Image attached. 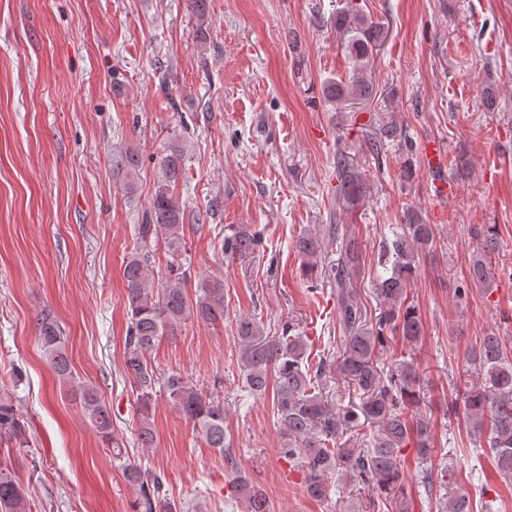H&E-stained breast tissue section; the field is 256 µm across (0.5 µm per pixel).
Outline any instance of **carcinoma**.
Here are the masks:
<instances>
[{"label":"carcinoma","mask_w":512,"mask_h":512,"mask_svg":"<svg viewBox=\"0 0 512 512\" xmlns=\"http://www.w3.org/2000/svg\"><path fill=\"white\" fill-rule=\"evenodd\" d=\"M336 30L348 36L346 48L357 63V74L347 82L329 81L322 95L330 103L347 99L369 102L375 87L362 74V67L372 59L381 44V27L358 8L336 13ZM413 151L399 124L390 119L379 124L370 138L368 152L379 158L387 144ZM183 149L173 142L161 160L162 179L151 197L142 223L135 225L137 246L129 253L123 268L126 285L128 336L124 356V374L133 383L140 405L135 433L144 447L154 441L151 402L161 384L177 411L201 434L207 445L232 459L230 442L224 429V404L202 396L183 377L170 375L159 382L147 353L174 330L182 320L194 316L206 323L224 322V280L203 281L200 294L189 300L184 278L174 276L154 287V256L147 249L152 240L161 238L173 256H178L184 241V209L170 193V186L182 175ZM141 157L128 150L113 165L122 179L125 192L136 193L135 179ZM337 194L348 207H356L368 198L369 186L361 172L342 152L336 156ZM434 240L432 225L410 209L404 224L394 234L387 276L378 278L374 292L382 310L368 324L353 291L358 253L354 242L345 244L338 262L325 268L326 278L336 288L338 320L345 332L339 355L319 357L311 363L308 344L295 334L292 321L283 324L279 336H265L259 322L251 316L238 319L236 338L242 349L241 379L250 394L266 393L269 377L276 378L274 412L285 439L279 453L294 460L308 474L306 492L317 499L329 498L330 479L347 474L378 499L391 498L402 490L404 469L401 455L406 445L414 444L417 455H430L428 424L419 417L409 418V409L420 401L422 373L414 360L405 357L386 364L382 352L396 338L416 342L423 323L414 306L407 303V288L413 280L419 254ZM259 237L243 228H233L224 235V254L245 258L255 252ZM298 248L304 257L305 271L317 266L320 252L317 237H300ZM499 250L493 227L482 236L479 254L469 268L470 280L491 282L489 262ZM35 338L49 366L61 384L70 385L73 368L64 331L51 313L42 311L34 319ZM470 377L463 382V419L468 435L475 441L487 438L494 455L495 469L512 482V338L489 334L480 339L470 358ZM339 379L356 398L347 404L330 393V383ZM90 425L112 449L121 462L126 481L137 490L132 512H181V507L167 497L161 474L141 467L124 456L113 438L112 408L93 386L79 384L71 388ZM370 428L366 434L363 427ZM14 440L20 447L28 440L17 409L0 395V438ZM232 487L244 505V512H270L266 495L257 485L238 474ZM0 512H32L26 493L8 467L0 466ZM440 512H470L465 494L452 491L440 502Z\"/></svg>","instance_id":"1"}]
</instances>
